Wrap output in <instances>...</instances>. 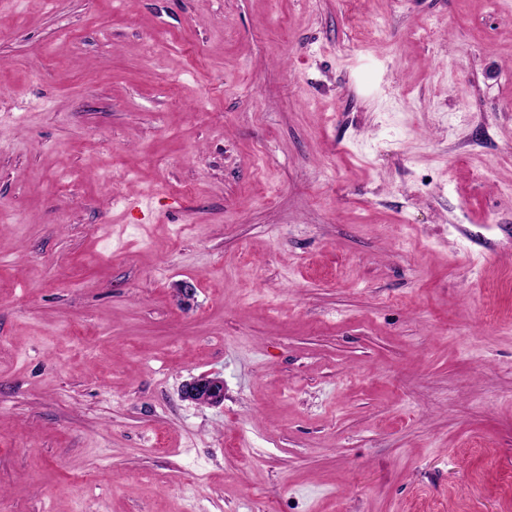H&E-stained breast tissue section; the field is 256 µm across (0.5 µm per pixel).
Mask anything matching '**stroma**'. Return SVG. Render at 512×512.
Segmentation results:
<instances>
[{"mask_svg": "<svg viewBox=\"0 0 512 512\" xmlns=\"http://www.w3.org/2000/svg\"><path fill=\"white\" fill-rule=\"evenodd\" d=\"M0 505L512 512V0H0ZM183 396L199 404L218 405L224 399V382L219 378L200 376L184 386Z\"/></svg>", "mask_w": 512, "mask_h": 512, "instance_id": "obj_1", "label": "stroma"}]
</instances>
